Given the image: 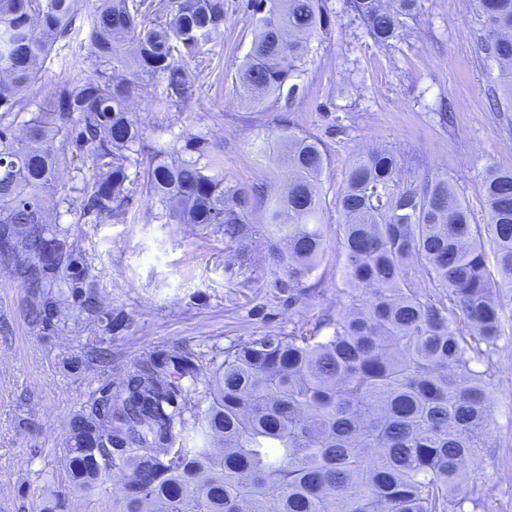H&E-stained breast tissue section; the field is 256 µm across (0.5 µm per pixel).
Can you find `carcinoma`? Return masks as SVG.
<instances>
[{
    "label": "carcinoma",
    "mask_w": 512,
    "mask_h": 512,
    "mask_svg": "<svg viewBox=\"0 0 512 512\" xmlns=\"http://www.w3.org/2000/svg\"><path fill=\"white\" fill-rule=\"evenodd\" d=\"M80 0H0V263L33 298L39 334L112 333L97 275L70 225L52 222L66 158L90 159L81 218L98 224L136 197L168 224L222 235L226 268L253 280L252 245L266 243L288 301L309 295L327 243L318 191L326 154L282 128L276 143L288 185L249 219L250 197L224 182L205 139L154 149L130 112L139 74L166 80L186 102L202 47L224 29V0H169L163 21H142L145 0H95L87 14L97 68L73 70L48 109L19 134L9 116L54 47L76 28ZM480 50L499 64L497 112H512V0H475ZM379 45L399 37L422 0H346ZM256 32L240 69L242 97L293 96L326 17L323 0H251ZM135 48L125 59L126 45ZM61 142L63 154L53 147ZM486 222L448 177L410 183L389 149L358 154L336 196L343 216L345 302L286 333L251 336L208 356L186 347L135 361L119 382L90 390L70 421L68 489L91 495L121 475L112 512H470L466 472L493 446L492 355L512 288V167L483 179ZM70 314L61 317V301ZM108 353L81 349L102 363Z\"/></svg>",
    "instance_id": "obj_1"
}]
</instances>
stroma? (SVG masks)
I'll list each match as a JSON object with an SVG mask.
<instances>
[{
	"label": "stroma",
	"instance_id": "35a3bbf8",
	"mask_svg": "<svg viewBox=\"0 0 512 512\" xmlns=\"http://www.w3.org/2000/svg\"><path fill=\"white\" fill-rule=\"evenodd\" d=\"M247 3L224 0V28L204 47V72L191 100L166 101L164 82L156 78L129 107L151 145L206 138L224 164L225 183L252 193L256 223L264 217L262 201L288 177L275 150L281 118L320 142L327 157L320 190L328 247L315 274L316 295L289 304L287 293L273 286L263 243L253 246L255 282L247 288L224 271L222 237L162 223L150 203H137L124 221L87 224L78 210L47 198L51 219L76 226L105 306L122 324L110 335H39L26 316V289L0 271V512H40L49 492L63 491L72 414L92 387L119 380L133 361L177 345L208 352L285 332L343 302L336 196L357 153L372 146L393 150L408 181L427 169L447 175L479 223L485 218L482 171L512 166V112L490 107L473 0H423L418 20L385 46L350 15L346 0H324L326 25L311 41L296 94L281 97L270 112L250 105L238 89L255 30ZM73 66L89 75L96 69L81 35L52 52L34 87L41 104H49ZM504 323L508 335L491 360L496 445L468 470L477 512H512V298ZM82 343L108 346L110 366H72Z\"/></svg>",
	"mask_w": 512,
	"mask_h": 512
}]
</instances>
